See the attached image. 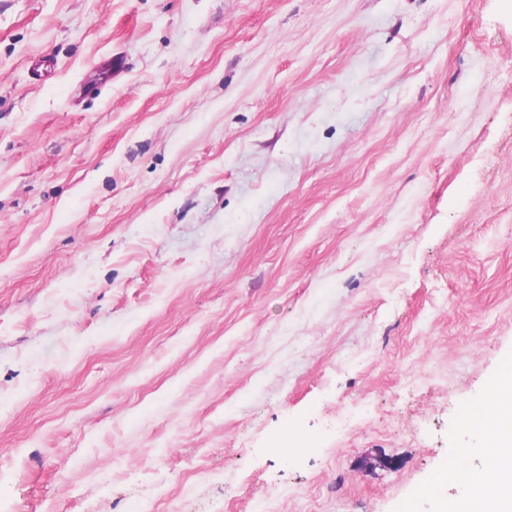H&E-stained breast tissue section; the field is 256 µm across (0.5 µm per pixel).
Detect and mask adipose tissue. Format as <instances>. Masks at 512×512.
<instances>
[{
	"mask_svg": "<svg viewBox=\"0 0 512 512\" xmlns=\"http://www.w3.org/2000/svg\"><path fill=\"white\" fill-rule=\"evenodd\" d=\"M476 443L459 456L458 497H437L436 512H512V366L496 376L476 411ZM484 460L485 471L471 470L469 457Z\"/></svg>",
	"mask_w": 512,
	"mask_h": 512,
	"instance_id": "obj_1",
	"label": "adipose tissue"
}]
</instances>
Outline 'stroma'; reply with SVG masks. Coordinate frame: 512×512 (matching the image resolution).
Wrapping results in <instances>:
<instances>
[{"label":"stroma","mask_w":512,"mask_h":512,"mask_svg":"<svg viewBox=\"0 0 512 512\" xmlns=\"http://www.w3.org/2000/svg\"><path fill=\"white\" fill-rule=\"evenodd\" d=\"M508 361L512 0H0V512H429Z\"/></svg>","instance_id":"obj_1"}]
</instances>
